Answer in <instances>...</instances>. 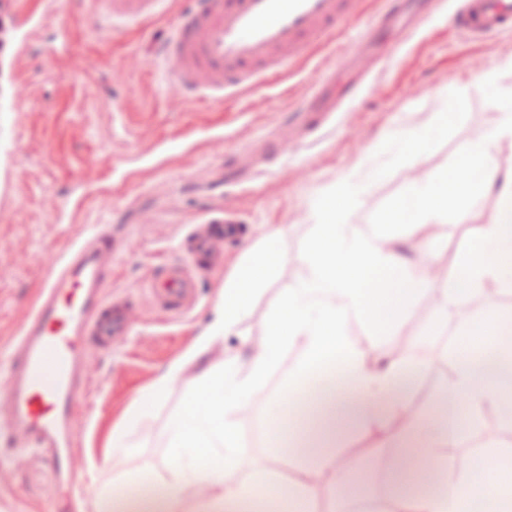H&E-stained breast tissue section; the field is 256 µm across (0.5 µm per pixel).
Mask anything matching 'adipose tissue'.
<instances>
[{"instance_id":"adipose-tissue-1","label":"adipose tissue","mask_w":512,"mask_h":512,"mask_svg":"<svg viewBox=\"0 0 512 512\" xmlns=\"http://www.w3.org/2000/svg\"><path fill=\"white\" fill-rule=\"evenodd\" d=\"M503 134L512 137L511 112L505 113L499 133L480 134L444 175L415 179L404 198L393 202L375 223L355 221L351 201L363 190V182L340 183L318 198L312 205L314 229L303 268L272 308L258 348L245 358L224 354L187 374L200 352L233 330L255 295L275 275L281 259L280 234H266L225 282L216 317L196 349L173 363L146 390L129 412L126 430L113 433V466H120L130 455L132 430L145 408L163 400L170 384L181 379L186 385L184 403L166 429V447L178 462L164 479L170 498L178 500L184 486L202 483L213 502L233 504L243 491L233 480L241 458L240 411L280 371L285 374L281 390L291 395L322 377L346 373L349 398L331 393L316 405L320 431L328 440L354 431L379 430L390 423L407 438L394 450L397 461L434 455L452 445L457 432L453 407L444 408L434 422L422 413L408 418V402L396 395L406 372L404 361L394 358L379 364L363 338L351 335L349 328L357 323L372 327L375 334H386L405 308L431 289L430 277L411 275V247L392 235L391 227L414 222L418 241H426L431 236L430 220L453 208L470 207L493 191L501 208L492 223L476 227L455 261L444 269L440 305L445 308L462 296L481 295L489 285L512 291V260H503L504 254L512 256V169L486 164ZM500 328L496 319H481L464 332L457 349L461 362L447 394L462 400L475 425L484 412L501 410L512 401V385L482 366L485 354L499 342ZM291 354L296 357L293 367L282 371ZM341 462L336 454L306 458L298 471L300 487L289 497L284 512H311L303 483L313 475L337 471ZM443 475L447 494L395 497L398 512H470L471 507L489 502L499 506L512 498V477L488 482L457 469L450 460L444 463Z\"/></svg>"}]
</instances>
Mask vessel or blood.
Returning a JSON list of instances; mask_svg holds the SVG:
<instances>
[{
    "instance_id": "vessel-or-blood-1",
    "label": "vessel or blood",
    "mask_w": 512,
    "mask_h": 512,
    "mask_svg": "<svg viewBox=\"0 0 512 512\" xmlns=\"http://www.w3.org/2000/svg\"><path fill=\"white\" fill-rule=\"evenodd\" d=\"M353 0H199L178 15L162 46L158 68L166 84L197 97L224 98L261 90L319 44L351 29ZM368 28L397 25L413 14L415 0H380ZM95 25L112 30L141 25L167 12L171 0H90ZM464 35L491 37L512 29V0H464L448 14ZM112 235L99 230L72 242L54 263L41 293L10 346L0 374V435L14 447L40 448L47 463L66 473L74 501L90 488L73 468L69 450L77 430L74 403L85 397L92 375L88 336L120 342L134 328L127 308L109 306ZM146 286L155 306L178 317L195 295L189 265H163Z\"/></svg>"
}]
</instances>
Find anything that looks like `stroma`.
<instances>
[{"label":"stroma","mask_w":512,"mask_h":512,"mask_svg":"<svg viewBox=\"0 0 512 512\" xmlns=\"http://www.w3.org/2000/svg\"><path fill=\"white\" fill-rule=\"evenodd\" d=\"M449 8L448 0L428 6L429 20L418 32L375 33L381 58L371 72L372 95L336 113L317 137L302 139L288 114L308 102L318 72L343 79L354 74L342 43L319 49L263 91L214 101L158 79L154 58L171 18L109 34L90 22L89 0H71L64 13L46 11L26 56L17 60L15 0H0V363L53 262L92 228L111 231L116 246L107 296L130 302L136 317L122 345L106 349L87 341L92 381L73 416L75 457L93 485L117 475L125 488L147 480L163 490L160 477L175 465L165 431L184 398V383H173L162 403L147 407L133 435L136 447L116 472L104 465L112 434L125 427L141 393L196 345L225 280L250 247L272 230L285 232L275 278L199 365L226 353L248 355L262 339L274 301L303 267L316 197L353 175L370 176L353 202L359 223H370L409 183L446 173L468 142L499 126L504 104L512 101V78L493 96L479 78L512 58V33L466 40L449 27ZM436 112L447 113V130L424 151L395 156L388 134L420 129ZM271 139L287 148L268 164L263 148ZM498 208V197L488 194L470 209L433 221L431 240L411 255L415 272L453 262L474 226ZM228 211L238 231L224 242L223 265L212 266L194 252L193 233ZM165 261L191 264L196 275V302L179 317L157 310L145 288ZM435 308L430 297L421 298L390 335L369 346L370 353L407 360L404 392L428 410L454 378L458 336L487 314L512 310V292L493 288L463 298L441 317ZM303 418L302 404L279 394L272 382L242 409L244 449L235 479L247 483V497L266 495V486L251 480L274 451L282 456L275 483L294 484L305 452L294 430ZM499 428L494 437L488 422L464 426L442 453L458 469H472L489 440L512 449V423ZM362 442L373 454L348 480L370 497L389 496L379 474L403 438L389 425L344 436L339 445ZM67 500L40 449L0 447V512H67Z\"/></svg>","instance_id":"35a3bbf8"}]
</instances>
